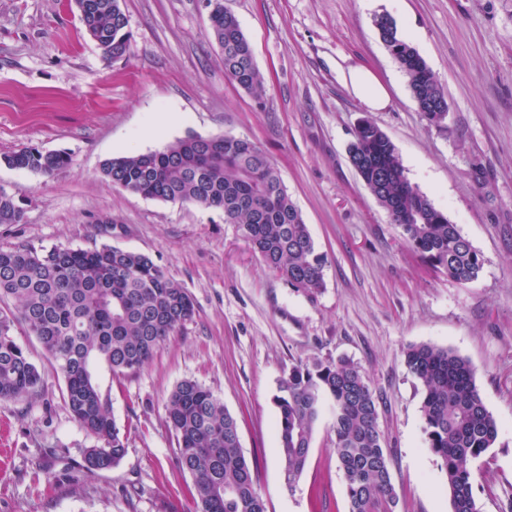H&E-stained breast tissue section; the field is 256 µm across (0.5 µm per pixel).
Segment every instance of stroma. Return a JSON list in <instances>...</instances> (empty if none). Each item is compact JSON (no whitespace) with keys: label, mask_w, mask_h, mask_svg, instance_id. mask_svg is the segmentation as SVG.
I'll use <instances>...</instances> for the list:
<instances>
[{"label":"stroma","mask_w":512,"mask_h":512,"mask_svg":"<svg viewBox=\"0 0 512 512\" xmlns=\"http://www.w3.org/2000/svg\"><path fill=\"white\" fill-rule=\"evenodd\" d=\"M207 0H122L131 41L105 61L74 0H0V155L64 151L46 176L0 163L21 224L0 247L108 246L148 255L191 296L195 315L140 371L109 375L127 451L82 475L94 437L72 420L65 384L24 325L14 336L45 376L36 396L0 404V512H197L165 401L182 380L208 388L236 418L267 512H347L329 414L304 475L287 486L273 397L298 362L345 358L376 397L391 450L397 512H451L440 463L426 448L414 344L448 347L475 370L500 426L475 462L480 512H512V0H224L266 79L263 100L225 79ZM389 14L443 86L448 115L418 112L382 42ZM365 66L391 102L368 112L341 71ZM395 144L413 186L480 252L479 278L448 279L405 243L349 161L361 118ZM190 135L234 136L275 163L318 252L324 286L308 294L270 272L223 212L150 200L112 184L105 160ZM44 457L47 471L35 466ZM54 482H47V475Z\"/></svg>","instance_id":"1"}]
</instances>
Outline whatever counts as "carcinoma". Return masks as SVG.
<instances>
[{
	"label": "carcinoma",
	"mask_w": 512,
	"mask_h": 512,
	"mask_svg": "<svg viewBox=\"0 0 512 512\" xmlns=\"http://www.w3.org/2000/svg\"><path fill=\"white\" fill-rule=\"evenodd\" d=\"M209 2L210 32L222 53L224 76L262 100L265 79L238 18L224 7V0ZM75 4L84 31L103 58H123L131 34L120 0ZM375 26L406 76L418 111L431 124L443 122L447 97L423 57L401 38L391 16H376ZM348 153L413 251L457 283L478 279L482 256L448 215L412 186L394 143L377 125L361 122ZM0 161L52 175L69 158L23 148ZM102 173L147 199L222 211L224 222L238 225L265 265L290 286L311 294L323 287L326 259L316 252L278 169L255 143L190 135L161 150L112 157ZM23 221L16 195L1 188L0 224ZM2 299L12 300L14 310L0 313V403L34 395L45 384L43 373L14 337L21 322L63 378L71 418L96 438L80 471L93 474L116 466L126 453L127 436L112 418L111 387L102 386L96 367L102 362L111 374L142 369L168 336L194 317L188 292L142 253L108 246L38 250L17 245L0 248ZM405 363L422 387L427 449L444 471L451 512H480L473 492L474 463L495 445L499 429L477 389L470 362L449 348L422 343L408 347ZM274 402L288 487L305 472L315 425L327 406L347 512H396L399 496L390 449L360 366L346 359L300 362L281 380ZM165 411L177 438L178 462L193 478L197 512H266L237 421L223 402L197 381L185 379L169 394Z\"/></svg>",
	"instance_id": "obj_1"
}]
</instances>
